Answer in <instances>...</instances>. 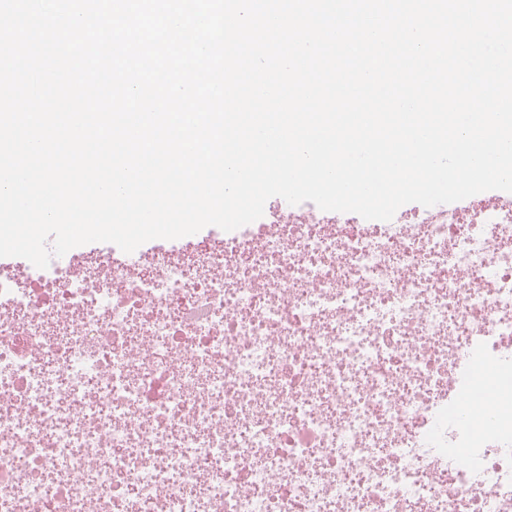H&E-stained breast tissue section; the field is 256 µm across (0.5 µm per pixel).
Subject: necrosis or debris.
Here are the masks:
<instances>
[{
    "label": "necrosis or debris",
    "instance_id": "4bbe7bcc",
    "mask_svg": "<svg viewBox=\"0 0 512 512\" xmlns=\"http://www.w3.org/2000/svg\"><path fill=\"white\" fill-rule=\"evenodd\" d=\"M101 263L0 266V512H512V201ZM499 366L491 362H484L473 372L476 385L474 388H464L458 391L459 402L448 410V420L456 425H468V419L465 410H468L473 404L489 398L493 390L489 384L490 380H495L499 376ZM483 382V386L480 385Z\"/></svg>",
    "mask_w": 512,
    "mask_h": 512
}]
</instances>
